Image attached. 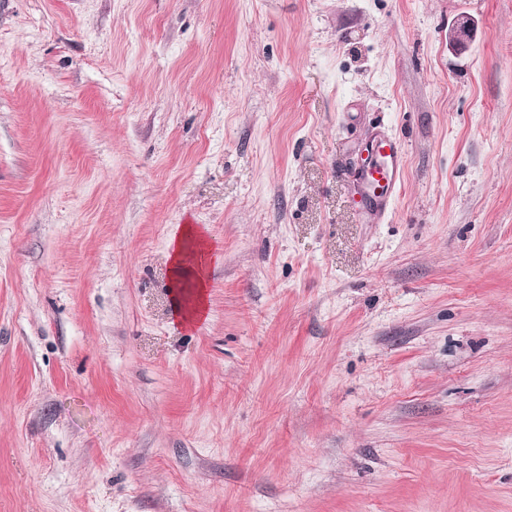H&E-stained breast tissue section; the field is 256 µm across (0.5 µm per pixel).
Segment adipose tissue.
I'll return each instance as SVG.
<instances>
[{
  "label": "adipose tissue",
  "mask_w": 512,
  "mask_h": 512,
  "mask_svg": "<svg viewBox=\"0 0 512 512\" xmlns=\"http://www.w3.org/2000/svg\"><path fill=\"white\" fill-rule=\"evenodd\" d=\"M211 246L202 227L185 225L181 236L171 243L172 271L190 280L193 292L189 305L179 306L176 314L182 323L194 324L202 320L206 299V269Z\"/></svg>",
  "instance_id": "adipose-tissue-1"
}]
</instances>
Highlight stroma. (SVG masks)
I'll return each instance as SVG.
<instances>
[{
    "instance_id": "35a3bbf8",
    "label": "stroma",
    "mask_w": 512,
    "mask_h": 512,
    "mask_svg": "<svg viewBox=\"0 0 512 512\" xmlns=\"http://www.w3.org/2000/svg\"><path fill=\"white\" fill-rule=\"evenodd\" d=\"M0 512H512V0H0ZM369 163L357 174L362 192L359 207L368 219L375 220L396 197L405 167V151L400 140L391 135L375 134L370 140ZM206 229L192 224L185 225L181 236L171 243L172 272L190 280L193 292L190 305L179 306L176 318L181 324H195L201 321L205 310L206 269L211 254V245L205 238ZM190 246H194L191 248Z\"/></svg>"
}]
</instances>
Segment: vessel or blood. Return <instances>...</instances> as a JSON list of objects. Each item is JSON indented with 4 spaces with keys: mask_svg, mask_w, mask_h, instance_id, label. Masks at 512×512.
Here are the masks:
<instances>
[{
    "mask_svg": "<svg viewBox=\"0 0 512 512\" xmlns=\"http://www.w3.org/2000/svg\"><path fill=\"white\" fill-rule=\"evenodd\" d=\"M371 158L357 174L363 192L359 207L368 219H376L396 197L405 167V151L397 137L376 134L370 140Z\"/></svg>",
    "mask_w": 512,
    "mask_h": 512,
    "instance_id": "1",
    "label": "vessel or blood"
}]
</instances>
